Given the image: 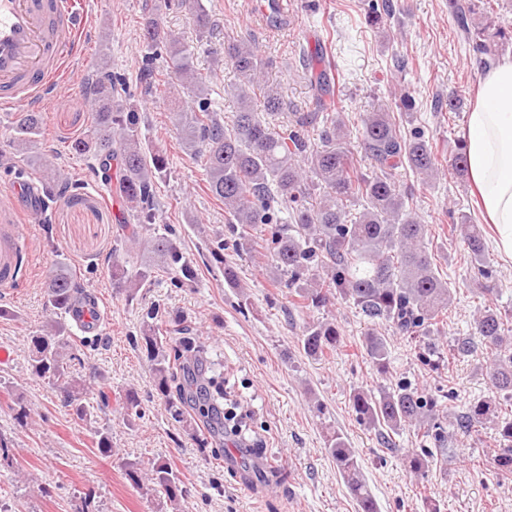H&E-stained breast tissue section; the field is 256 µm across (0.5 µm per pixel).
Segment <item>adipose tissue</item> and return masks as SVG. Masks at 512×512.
I'll use <instances>...</instances> for the list:
<instances>
[{
  "label": "adipose tissue",
  "instance_id": "obj_1",
  "mask_svg": "<svg viewBox=\"0 0 512 512\" xmlns=\"http://www.w3.org/2000/svg\"><path fill=\"white\" fill-rule=\"evenodd\" d=\"M464 148L483 214L496 229L492 246L512 260V55L501 58L481 80Z\"/></svg>",
  "mask_w": 512,
  "mask_h": 512
}]
</instances>
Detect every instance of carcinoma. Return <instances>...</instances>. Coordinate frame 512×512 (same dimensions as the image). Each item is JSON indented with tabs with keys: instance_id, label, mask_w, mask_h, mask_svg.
Returning <instances> with one entry per match:
<instances>
[{
	"instance_id": "cac0c4a2",
	"label": "carcinoma",
	"mask_w": 512,
	"mask_h": 512,
	"mask_svg": "<svg viewBox=\"0 0 512 512\" xmlns=\"http://www.w3.org/2000/svg\"><path fill=\"white\" fill-rule=\"evenodd\" d=\"M187 0H145L142 13L145 53L141 67L144 92H164L177 104L174 128L186 153L199 161L207 175L206 188L224 204L229 224L240 225L234 239L238 250L248 246L249 231L265 227L264 249L277 283L288 288L291 305L320 309L341 298L353 304L371 320H384L410 339L426 338L431 327L444 323L452 302L450 282L441 277L435 254L426 242L427 225L407 209L413 188L401 184V172H410L426 183L442 170L432 141L421 130L406 134L387 108L378 107L362 118L358 144L348 138L335 101L336 67L327 48L306 55L305 74L316 91L314 109L286 113L279 125L269 121L284 109L278 86L266 79L268 62L248 34L232 29L224 36V63L236 74L227 87L237 103L232 123L227 125L214 112L208 99L210 75L196 70L195 47L163 26L161 9H179ZM478 0H448V10L473 52L494 60L495 47L512 42V25L490 31L475 26ZM198 42L211 27L209 12L194 10ZM93 112V124L83 137L74 139L70 149L96 163L107 187L136 213L137 223L120 225L126 247L141 245L142 231L156 220V187L166 171V158L150 149L140 132V115L131 103L126 77L112 71L103 60L84 87ZM41 115L18 112L12 145L20 155L28 153L40 134ZM317 137H311V131ZM48 197L70 192L69 173L47 161L39 163ZM455 232L471 261L489 278V258L480 227L463 215ZM150 260L143 266L127 268L122 254L112 252V288L129 299L150 285L158 272L174 284L188 287L195 282L194 269L183 260L179 240L170 233L156 234L147 241ZM223 265L224 281L239 287L234 264L224 260V247L212 251ZM50 307L65 311L83 284L59 265L48 274ZM155 312L147 313L141 339L153 369L154 390L165 399L174 420L183 411L172 399L184 373L186 359L199 361L206 346L188 335L170 348L154 323ZM476 334L492 362L487 378L496 396L512 405V309L485 308L476 318ZM304 353L322 357L343 345L334 322H317L305 327L300 339ZM363 345L377 371L389 372L385 341L374 332L364 336ZM71 335L61 321L50 318L30 338L29 364L34 376L46 379L64 398L80 420L90 415L83 403L85 384L74 368ZM472 338H456L444 353L423 344L421 360L443 362L473 353ZM208 403L227 407L241 415L247 426L248 413L226 384L224 373L215 371L207 379ZM351 406L359 420L377 431L388 449H394L391 435L413 426L432 448L409 451L406 459L418 474L442 450L448 432L439 422L438 401L419 388L401 382L373 392L357 388L350 394ZM491 425L499 443L494 458L497 470L512 475V414H502L501 403L478 401L470 404L459 419V429L472 435ZM328 450L348 486L358 512H378L354 449L341 434L329 439ZM129 480L150 498H162L171 508H180L186 491L170 464L157 459L151 464L148 481H143L140 464L125 462Z\"/></svg>"
}]
</instances>
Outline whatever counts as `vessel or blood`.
Returning a JSON list of instances; mask_svg holds the SVG:
<instances>
[{"instance_id": "b4317fda", "label": "vessel or blood", "mask_w": 512, "mask_h": 512, "mask_svg": "<svg viewBox=\"0 0 512 512\" xmlns=\"http://www.w3.org/2000/svg\"><path fill=\"white\" fill-rule=\"evenodd\" d=\"M87 9L71 0H0V110L30 109L58 99L69 58L80 53ZM47 200L44 186L21 179L0 199L11 215L0 225V288L10 289L31 274L32 243L20 215L38 212ZM81 334H99L106 315L95 304L69 310Z\"/></svg>"}]
</instances>
